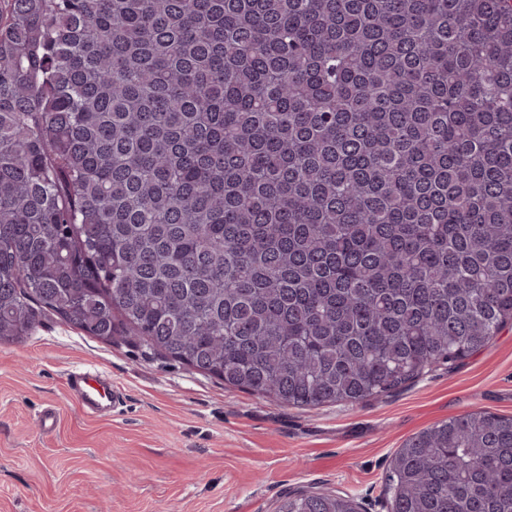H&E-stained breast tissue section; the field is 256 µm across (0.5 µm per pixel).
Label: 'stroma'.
<instances>
[{
  "instance_id": "obj_1",
  "label": "stroma",
  "mask_w": 512,
  "mask_h": 512,
  "mask_svg": "<svg viewBox=\"0 0 512 512\" xmlns=\"http://www.w3.org/2000/svg\"><path fill=\"white\" fill-rule=\"evenodd\" d=\"M78 368L111 377L115 410H81L67 390ZM480 410L512 416V323L380 399L299 409L46 311L27 339L0 344V512H278L284 494L312 488L375 512L397 448Z\"/></svg>"
}]
</instances>
